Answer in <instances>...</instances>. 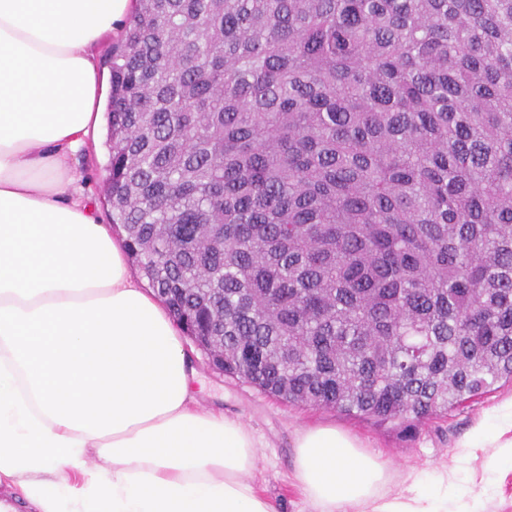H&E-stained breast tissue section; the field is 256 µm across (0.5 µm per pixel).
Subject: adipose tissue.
I'll return each instance as SVG.
<instances>
[{
	"label": "adipose tissue",
	"mask_w": 512,
	"mask_h": 512,
	"mask_svg": "<svg viewBox=\"0 0 512 512\" xmlns=\"http://www.w3.org/2000/svg\"><path fill=\"white\" fill-rule=\"evenodd\" d=\"M129 0H0V512H275L244 420L199 406L180 327L129 271L72 160L101 117L95 47ZM512 466V400L464 435ZM308 512H448L439 465L392 471L356 434L298 430Z\"/></svg>",
	"instance_id": "1"
}]
</instances>
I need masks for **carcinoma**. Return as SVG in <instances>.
Wrapping results in <instances>:
<instances>
[{"instance_id": "carcinoma-1", "label": "carcinoma", "mask_w": 512, "mask_h": 512, "mask_svg": "<svg viewBox=\"0 0 512 512\" xmlns=\"http://www.w3.org/2000/svg\"><path fill=\"white\" fill-rule=\"evenodd\" d=\"M105 147L225 376L406 433L512 382V0H135Z\"/></svg>"}]
</instances>
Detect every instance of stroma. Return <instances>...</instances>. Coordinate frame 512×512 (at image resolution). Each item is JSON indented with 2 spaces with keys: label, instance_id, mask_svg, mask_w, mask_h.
Returning a JSON list of instances; mask_svg holds the SVG:
<instances>
[{
  "label": "stroma",
  "instance_id": "stroma-1",
  "mask_svg": "<svg viewBox=\"0 0 512 512\" xmlns=\"http://www.w3.org/2000/svg\"><path fill=\"white\" fill-rule=\"evenodd\" d=\"M108 155L102 141L87 145L77 157L85 191L97 205L101 223H109L110 208L105 199ZM191 356L207 391L204 406H221L241 417L254 429L258 450L256 479L274 501L276 512H304L302 493L293 476L292 438L296 429L319 423H333L364 438L372 451L389 461L394 476L411 468L429 469L441 463L458 469L461 478L479 494L483 512H512V470L490 473V455L464 457L456 443L486 411L512 398V384L499 387L464 403L447 417L428 421L411 438L398 430L377 427L332 409L295 406L266 396L254 387L214 373L200 350Z\"/></svg>",
  "mask_w": 512,
  "mask_h": 512
}]
</instances>
